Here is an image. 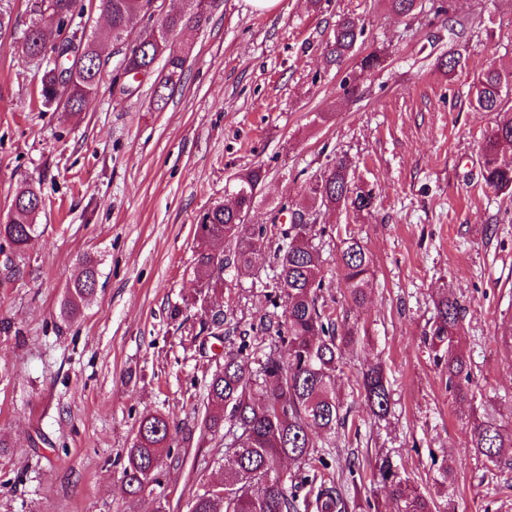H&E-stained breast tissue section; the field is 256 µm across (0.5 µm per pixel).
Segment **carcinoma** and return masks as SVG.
<instances>
[{
    "instance_id": "1",
    "label": "carcinoma",
    "mask_w": 512,
    "mask_h": 512,
    "mask_svg": "<svg viewBox=\"0 0 512 512\" xmlns=\"http://www.w3.org/2000/svg\"><path fill=\"white\" fill-rule=\"evenodd\" d=\"M155 0H98L107 27L90 34L71 30L58 41L37 24L29 29L23 52L28 57L58 56L61 64L45 67L40 95L45 105L80 112L94 96L101 81L100 44L130 35V25L139 16L152 22L126 53L121 68L128 75L166 55L163 74L153 83V106L163 110L180 81L189 51L174 49L179 30L191 21L201 22L207 10L204 0H185L183 10L163 12ZM36 12L73 20L75 0H34ZM363 29L358 20L342 14L325 44L326 61L337 67L357 60L358 76L378 70L382 52L360 54L358 40ZM474 108L496 113L495 121L481 143L484 184L497 192L512 191V161L501 155L512 148V112L504 111L512 94V70L489 67L480 72L474 85ZM352 160L334 157L323 174L308 187L309 203L293 209L288 227L275 223L248 224L258 191L265 180L260 167L240 174L232 186L233 198L207 209L196 230L197 276L206 289L224 285L223 267H248L256 253L273 249L275 287L273 310L252 319L247 327L235 325L239 335L261 334L268 344L251 346L242 342L224 353V364L206 386L204 416L199 436L222 435L224 479L215 488L202 487L191 502L190 512H349L350 501L334 478L318 474L315 464L328 468L319 448L336 437L348 410L336 392V372L343 349L359 341V332L336 319V307L321 295L324 282L321 225L325 212L351 207L372 208L371 191L352 184ZM42 198L31 186L21 188L13 200L9 221L0 224V238L13 252H25L36 237L37 216ZM80 274L61 303L60 315L71 320L81 314L85 301L94 294L99 275L97 263L80 259ZM340 275L348 307H360L372 284L373 260L361 241L348 237L340 253ZM284 311L277 312L278 308ZM461 307L444 295L434 301V316L426 337L435 358L448 365V387L461 399L475 400L471 365L460 346ZM356 385L369 411L384 418L390 410V389L382 365L361 371ZM180 428L156 411L140 417L135 436L126 452L122 488L131 498L161 486L159 468L164 460L180 461L174 444ZM469 448L475 455L498 466L512 454V431L495 414L487 412L474 420ZM289 460L298 470L288 474L280 463ZM373 477L389 489L401 504V512H433L434 501L409 480L401 477L388 456L380 458ZM310 486V494L299 498L297 489Z\"/></svg>"
}]
</instances>
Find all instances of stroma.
Listing matches in <instances>:
<instances>
[{
    "label": "stroma",
    "instance_id": "35a3bbf8",
    "mask_svg": "<svg viewBox=\"0 0 512 512\" xmlns=\"http://www.w3.org/2000/svg\"><path fill=\"white\" fill-rule=\"evenodd\" d=\"M33 4L9 0L0 35V222L23 184L44 203L24 254L0 246V512H156L154 496L132 500L121 487L140 416L200 422L212 372L241 341L229 323L222 338L201 334L206 307L228 304L248 321L268 309L274 286L265 252L198 298L200 215L259 166L266 178L250 221L266 223L281 198L306 202L309 183L342 154L374 203L326 214L323 295L342 292L337 258L349 234L371 253L374 280L365 304L346 313L369 340L343 355L350 421L336 431L328 473L351 512H398L372 477L385 455L443 510L512 512V464L469 449V421L484 411L512 428V348L502 342L512 332V199L482 180L494 116L471 105L474 77L512 66V0H451L437 20L431 0L406 19L387 0H278L264 11L210 0L206 22L175 38L191 53L163 111L150 105V81L114 92L122 55L106 43L98 92L76 114L39 96L43 69L23 39L32 22H51ZM343 13L361 20L363 50L386 53L354 97L345 92L354 62L338 69L323 55ZM453 19L465 21L462 36L449 34ZM455 49L466 64L449 76L438 62ZM85 256L99 263L96 291L66 321L60 303ZM440 293L462 308L460 343L480 393L469 404L424 343ZM373 364L392 391L383 420L354 387ZM180 449L182 465L160 476L166 512H189L195 492L223 477L221 438Z\"/></svg>",
    "mask_w": 512,
    "mask_h": 512
}]
</instances>
